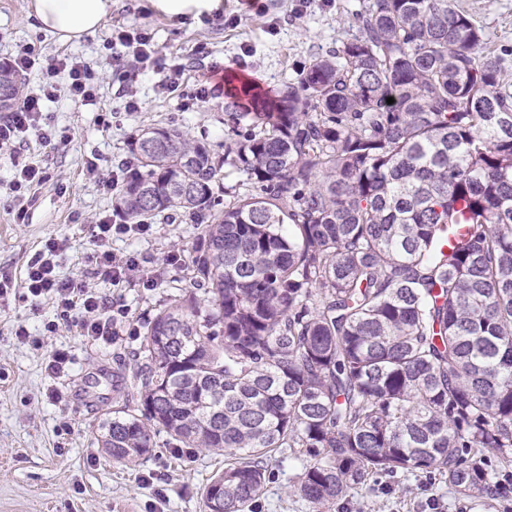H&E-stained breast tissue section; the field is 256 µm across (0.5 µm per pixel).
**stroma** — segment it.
<instances>
[{
    "label": "stroma",
    "mask_w": 512,
    "mask_h": 512,
    "mask_svg": "<svg viewBox=\"0 0 512 512\" xmlns=\"http://www.w3.org/2000/svg\"><path fill=\"white\" fill-rule=\"evenodd\" d=\"M32 0H0V61H11L25 46L38 53V65L22 75L23 93H37L46 77L45 60L71 55L98 78L97 103L75 105L66 94L65 77L46 110L69 144L46 141L30 132L21 159L42 168L47 178L29 190L31 204L17 220L7 185L9 158L0 157V275L14 289L0 300V512H205L203 491L224 468V458L199 448H175L166 433L154 436L151 456L134 464L113 462L101 448L97 426L116 404L112 369L125 361L135 371L134 354L156 309L180 289L192 245L201 225L181 218L153 225L146 235L113 239L116 255L139 258L143 277L112 282L89 278L90 287L128 315L116 325L112 341L82 336L77 321L60 316L51 299L26 298L23 280L30 258L50 238L63 240L57 258L63 277L80 275L85 258L97 248L92 226L112 210L113 197L88 177L85 162L100 158L104 172L119 173L128 142L138 129L174 123L196 139L223 142L231 132L224 123V73L234 70L276 90L296 78L311 53L336 46L348 27V14L360 0H223L208 20H171L150 0H112L105 27L78 40L64 41L38 29ZM482 26L488 48L502 62L504 86L512 91V0H457ZM151 33L167 64H185L183 89L159 92L163 79L150 69L121 82L105 62L103 41L112 30ZM207 58L197 60L198 47ZM211 94L187 101L200 85ZM130 87L138 108L128 112L119 93ZM25 336H18V329ZM55 348L69 360L55 375L45 357ZM308 458L301 449H281L268 464L264 490L253 512H309L292 495ZM333 512H482L440 476L419 473L382 477L356 488Z\"/></svg>",
    "instance_id": "obj_1"
}]
</instances>
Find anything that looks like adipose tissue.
Returning a JSON list of instances; mask_svg holds the SVG:
<instances>
[{"label":"adipose tissue","mask_w":512,"mask_h":512,"mask_svg":"<svg viewBox=\"0 0 512 512\" xmlns=\"http://www.w3.org/2000/svg\"><path fill=\"white\" fill-rule=\"evenodd\" d=\"M111 12L112 0H32L40 29L63 40L97 32Z\"/></svg>","instance_id":"obj_1"}]
</instances>
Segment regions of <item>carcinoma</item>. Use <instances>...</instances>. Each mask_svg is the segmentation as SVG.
<instances>
[{"label": "carcinoma", "instance_id": "carcinoma-1", "mask_svg": "<svg viewBox=\"0 0 512 512\" xmlns=\"http://www.w3.org/2000/svg\"><path fill=\"white\" fill-rule=\"evenodd\" d=\"M353 18L276 92L227 71L221 150L174 125L129 143L114 211L202 232L133 383L112 372L101 447L133 463L162 430L224 456L207 512H246L281 448L310 458L291 489L310 512L377 475L512 493V94L454 0ZM16 77L0 63V112Z\"/></svg>", "mask_w": 512, "mask_h": 512}]
</instances>
